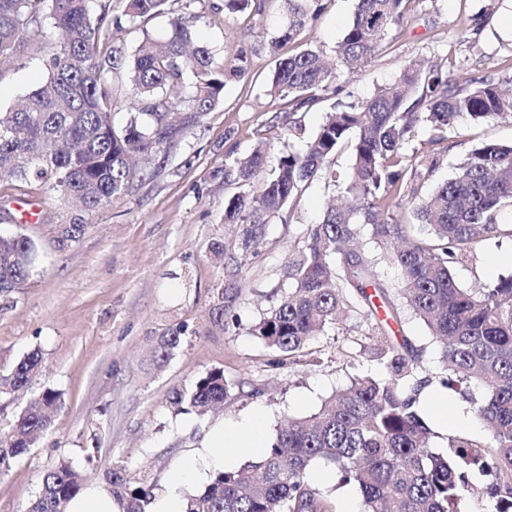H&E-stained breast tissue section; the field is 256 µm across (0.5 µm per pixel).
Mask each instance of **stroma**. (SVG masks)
<instances>
[{
	"instance_id": "1",
	"label": "stroma",
	"mask_w": 512,
	"mask_h": 512,
	"mask_svg": "<svg viewBox=\"0 0 512 512\" xmlns=\"http://www.w3.org/2000/svg\"><path fill=\"white\" fill-rule=\"evenodd\" d=\"M168 7L199 15L197 30L216 56L238 44L257 47L249 75L228 83L223 102L175 135L164 157L139 161L122 198L93 215L31 186L0 184V234L30 236L43 251L20 288L0 293V374L29 351L42 353V372L28 393L0 397V426L10 423L27 394L51 388L61 395L51 429L0 474V512H28L44 476L64 460L91 486H101L104 473L120 462L143 477L155 497L196 493L209 472L179 486L174 476L202 454L213 423L240 422L259 411L272 436L286 417L316 412L353 376L380 372L377 343L357 316L310 343L311 363L291 362L248 332L287 287L290 251L307 225L319 222L332 194L324 182H313L295 210L266 225L238 276L214 255L235 237L234 225L224 221V200L239 188L225 184V162L249 155L262 139L278 149H304L330 107L315 105L302 114L299 130L286 135V115L267 93L276 64L268 45L286 21L282 0H263L261 11L232 16L222 0H170ZM354 7L355 0H322L300 45L331 53ZM415 57L445 61L478 80L511 77L512 0H411L371 62L352 73L339 70L338 101L366 100L396 82L403 63ZM44 74L40 56L15 53L0 66V109L15 106ZM477 140L512 143V117L449 132L448 150L423 192L454 177ZM83 220L85 235L59 246V225ZM511 272L507 238L484 241L454 269L464 287ZM221 291L226 299L218 319L212 307ZM234 318L239 327H231ZM176 331L180 346L160 357L159 337ZM392 338L422 349L419 376L439 388V347L425 324L403 313ZM215 368L236 385L223 409L203 418L174 415V392Z\"/></svg>"
}]
</instances>
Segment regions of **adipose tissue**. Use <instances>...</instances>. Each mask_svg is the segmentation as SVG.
<instances>
[{
  "label": "adipose tissue",
  "instance_id": "adipose-tissue-1",
  "mask_svg": "<svg viewBox=\"0 0 512 512\" xmlns=\"http://www.w3.org/2000/svg\"><path fill=\"white\" fill-rule=\"evenodd\" d=\"M206 447L210 455L204 456L201 462H186L176 474L175 483H183L195 477L198 467L220 469L224 459L220 454L221 448H237L243 451H254L266 447V435L262 413H255L249 420L240 423H215L211 428Z\"/></svg>",
  "mask_w": 512,
  "mask_h": 512
}]
</instances>
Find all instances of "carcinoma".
Returning a JSON list of instances; mask_svg holds the SVG:
<instances>
[{"label":"carcinoma","instance_id":"carcinoma-1","mask_svg":"<svg viewBox=\"0 0 512 512\" xmlns=\"http://www.w3.org/2000/svg\"><path fill=\"white\" fill-rule=\"evenodd\" d=\"M91 0H0V58L19 46L45 53L46 77L21 105L0 111V180H20L92 213L118 200L136 175L133 158L165 153L172 136L196 124L223 100L227 83L243 79L253 50L239 46L226 68L196 40L194 18L166 9L168 0H117L94 14ZM320 0H285L287 22L271 41L277 59L268 95L284 101L288 132L297 114L336 93L335 74L323 51L297 46ZM410 0H357L353 20L334 54L347 67L369 63ZM168 18L160 40L143 30L127 54L114 45L124 25ZM143 106L123 126L112 122L122 97ZM512 112L501 83L454 77L438 62L411 59L393 85L359 104L335 102L305 151H271L259 145L224 165V182L256 188L224 201V223L237 226L248 252L269 221L280 217L315 179L344 185L336 203L311 224L288 260L290 285L250 334L290 358L308 355L317 336L343 315H358L366 335L383 342L385 375L353 378L311 415L277 430L257 463L219 471L186 498L184 512H332L310 481L322 461L360 492L362 512H461L464 496L484 487L495 512H512V274L461 287L454 267L490 238H512V145L481 141L456 175L420 195L422 183L448 150V130L467 119L489 122ZM431 132L429 148L408 149L417 126ZM353 164L343 174L324 165L343 146ZM412 203L427 236L410 239L406 225L389 218L393 206ZM37 243L25 235H0V292L10 293L39 261ZM396 266L400 279L378 267ZM408 308L440 345L445 387L465 392L487 432L484 440L448 436V456L430 445L431 430L415 403L424 382L421 352L389 339L390 322ZM34 349L0 376V394L24 391L40 374ZM231 384L214 369L170 404L199 417L224 403ZM60 394L46 388L28 399L8 429H0V472L34 447L52 426ZM106 490L123 512H150L152 488L115 463ZM82 472L63 462L47 473L29 512H66L83 488Z\"/></svg>","mask_w":512,"mask_h":512}]
</instances>
